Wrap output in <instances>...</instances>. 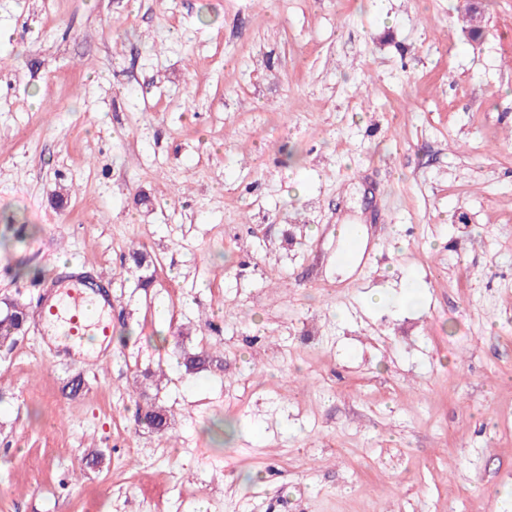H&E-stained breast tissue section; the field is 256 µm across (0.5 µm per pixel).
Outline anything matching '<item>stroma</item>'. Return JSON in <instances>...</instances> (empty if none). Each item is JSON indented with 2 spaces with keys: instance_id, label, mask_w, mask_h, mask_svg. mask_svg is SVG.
Segmentation results:
<instances>
[{
  "instance_id": "35a3bbf8",
  "label": "stroma",
  "mask_w": 512,
  "mask_h": 512,
  "mask_svg": "<svg viewBox=\"0 0 512 512\" xmlns=\"http://www.w3.org/2000/svg\"><path fill=\"white\" fill-rule=\"evenodd\" d=\"M465 7L0 0V512H512V0ZM59 288H64L63 296L56 307L52 300L44 299L40 306L41 317L46 319L47 312L51 318L45 323L52 325L50 328L61 329L63 336H67L73 347L77 346L83 336L87 333H95L100 337L101 343L105 344L111 335V323L105 316L106 306L111 308V296L109 290L112 288L109 283H102L94 288L95 296L99 302L87 294L85 284L78 275L71 276L68 280L59 283ZM97 336H86L84 349L92 350L96 346ZM22 304H12L11 310L0 313V344L7 345L24 333L27 314ZM160 415H166L165 410L155 403L139 407L136 412V422L157 433L165 432L168 429L169 418L163 419ZM167 416V415H166Z\"/></svg>"
}]
</instances>
